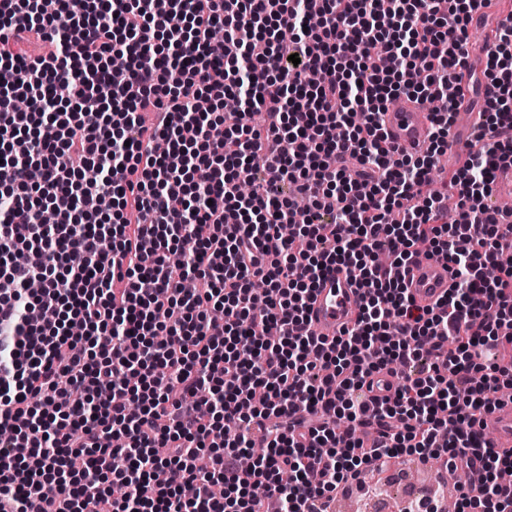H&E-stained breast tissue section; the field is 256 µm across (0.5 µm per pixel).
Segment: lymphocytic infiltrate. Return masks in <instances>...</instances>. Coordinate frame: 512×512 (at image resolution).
<instances>
[{"instance_id": "f902f5d3", "label": "lymphocytic infiltrate", "mask_w": 512, "mask_h": 512, "mask_svg": "<svg viewBox=\"0 0 512 512\" xmlns=\"http://www.w3.org/2000/svg\"><path fill=\"white\" fill-rule=\"evenodd\" d=\"M492 2L0 0V512H323L407 451L483 473L460 512H512L481 433L512 373V224L487 203L512 13L483 71L467 43ZM478 92L474 147L433 182ZM401 97L438 104L426 152L387 142ZM423 252L452 276L425 307L402 279ZM336 270L361 306L327 338L310 302Z\"/></svg>"}]
</instances>
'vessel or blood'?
I'll list each match as a JSON object with an SVG mask.
<instances>
[{"mask_svg":"<svg viewBox=\"0 0 512 512\" xmlns=\"http://www.w3.org/2000/svg\"><path fill=\"white\" fill-rule=\"evenodd\" d=\"M383 124L390 143L409 150L424 149L428 144L431 115L410 101L385 112ZM410 295L421 306L444 298L451 285L445 263L417 258L404 274ZM359 311L355 287L343 272L329 274L314 294L310 319L313 330L321 336L333 337L351 327ZM484 431L498 451H512V400L506 399L483 418Z\"/></svg>","mask_w":512,"mask_h":512,"instance_id":"vessel-or-blood-1","label":"vessel or blood"}]
</instances>
